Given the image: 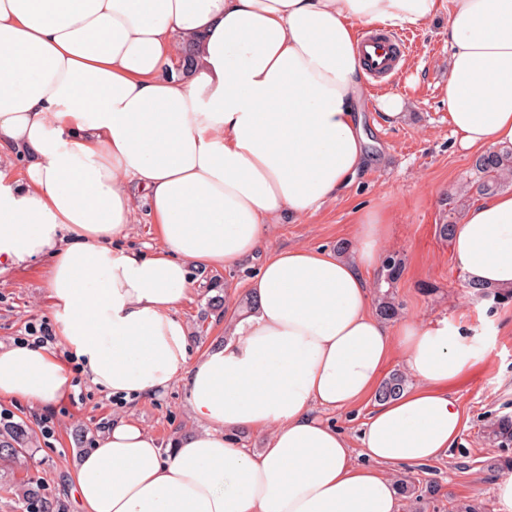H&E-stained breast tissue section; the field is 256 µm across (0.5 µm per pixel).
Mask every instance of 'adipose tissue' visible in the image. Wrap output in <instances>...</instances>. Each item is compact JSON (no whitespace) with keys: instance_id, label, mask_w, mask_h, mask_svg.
Wrapping results in <instances>:
<instances>
[{"instance_id":"1","label":"adipose tissue","mask_w":512,"mask_h":512,"mask_svg":"<svg viewBox=\"0 0 512 512\" xmlns=\"http://www.w3.org/2000/svg\"><path fill=\"white\" fill-rule=\"evenodd\" d=\"M443 12L449 124L464 148L512 145V0H0V163L25 161L0 175V273L43 264L60 336L0 346V400L60 402L72 357L126 401L184 383L199 423L163 447L114 420L72 468L79 512H402L390 468L447 456L474 352L447 320L375 314L387 212L349 257L269 241L365 165L359 28ZM141 211L148 256L114 245ZM451 242L468 281L512 288V192L473 203ZM256 256L248 312L193 350L191 267ZM396 355L414 384L369 414L356 464L317 412L373 396Z\"/></svg>"}]
</instances>
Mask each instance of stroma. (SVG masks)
<instances>
[{
  "label": "stroma",
  "instance_id": "stroma-1",
  "mask_svg": "<svg viewBox=\"0 0 512 512\" xmlns=\"http://www.w3.org/2000/svg\"><path fill=\"white\" fill-rule=\"evenodd\" d=\"M412 47L397 77L376 81L377 95L364 100L365 124L371 139L370 161L335 200L299 221L276 225L273 248L318 247L350 256L365 212L387 206L392 232L385 254L403 261L393 290L401 317L422 322L448 319L480 355L453 393L465 425L447 458L395 467L393 480L415 482L421 497L403 500L402 512H497L496 483L512 473V442L493 437L503 418H512V299L474 298L464 287L450 241L440 224L461 223L463 209L453 196L475 177L476 152L464 149L448 124V19L409 29ZM396 95L405 114L386 120L380 98ZM258 261L231 267L196 269L194 291L180 310L194 348L211 345L230 332L240 315V302ZM225 299L223 311L207 312L214 292ZM54 322L45 271L31 265L0 275V344L12 345L31 321ZM82 400L66 398L52 407H33L22 400L0 401V415L26 424L33 434L29 472L42 493L76 512L69 472L76 459L96 447L114 415L125 413L168 444L197 424L187 407L186 389L176 384L165 393L128 403L82 381ZM51 421L54 434L42 436L38 418Z\"/></svg>",
  "mask_w": 512,
  "mask_h": 512
}]
</instances>
